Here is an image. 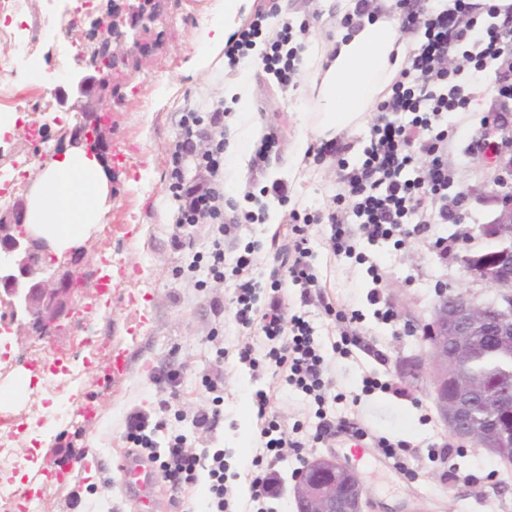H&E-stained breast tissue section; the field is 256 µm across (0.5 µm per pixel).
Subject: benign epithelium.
I'll use <instances>...</instances> for the list:
<instances>
[{
	"instance_id": "1",
	"label": "benign epithelium",
	"mask_w": 512,
	"mask_h": 512,
	"mask_svg": "<svg viewBox=\"0 0 512 512\" xmlns=\"http://www.w3.org/2000/svg\"><path fill=\"white\" fill-rule=\"evenodd\" d=\"M155 13V0H112L95 19L101 42L90 60L78 63L69 76L79 93L110 85L119 64L149 51L133 39L127 44L126 27L146 26ZM126 45L119 56L112 45ZM104 125L96 112L70 132V145H86L103 152ZM500 209L483 225V234L496 241L492 258L466 255L462 264L470 276L497 292L491 302L479 303L469 293H442L430 320L423 326L426 353L399 362V377L426 392L457 438L502 458L512 449V427L499 419L512 415V385L478 380L467 370L469 359L484 336H491L504 351H512V185L498 197ZM28 206L19 199L0 214V325L17 323L37 336H51L70 317L73 269L46 273L42 262L47 241L26 227ZM296 512H370L369 491L359 473L334 456H315L295 476L292 488Z\"/></svg>"
}]
</instances>
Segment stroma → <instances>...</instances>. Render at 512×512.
<instances>
[{"label": "stroma", "instance_id": "35a3bbf8", "mask_svg": "<svg viewBox=\"0 0 512 512\" xmlns=\"http://www.w3.org/2000/svg\"><path fill=\"white\" fill-rule=\"evenodd\" d=\"M211 0H158V12L145 35L151 49L129 60L109 88L94 94L91 107L108 114L104 132L109 154L123 153L116 166L109 208L85 236L81 255H55L53 266L76 263L87 280L72 298L73 313L60 331L39 337L14 328L0 335V414L17 421L14 467L26 460L38 463L32 480L38 490H18L28 512H137L142 492L124 484L116 468L128 453L126 423L131 414L161 423L159 442L184 434L188 448L199 454L223 450L226 499L231 512H245L249 499L251 461L255 456L259 422L253 408L256 390H265L269 415L284 429L303 423L305 446L285 449L277 467L281 495L274 512H296L291 495L295 475L307 459L335 454L348 460L353 427L369 435L407 444L401 465L384 458L377 448L367 450L357 464L374 504L373 512H512V466L483 449L457 440L444 426L423 390L404 385L398 362L426 351L421 327L431 315L439 292L465 291L478 301L491 300L495 291L468 275L460 259L491 249L480 228L494 218L499 205L497 171L490 153L481 148L482 118L501 103L499 94L477 91L469 112L445 115L450 129L444 160L448 167V198L458 201L459 220L432 225L429 232L371 245L360 240L352 258L334 256L326 244V227L309 228L314 266L322 297L302 300L301 291L287 288L283 305L303 315L323 346L327 374L340 399L332 416L347 428L316 439V407L303 393L287 386L266 365L240 363L239 351L252 347L262 353L266 339L257 330L234 320L235 293L231 280L213 279L207 264L194 272L186 267L193 256L207 255L213 246V227L199 224L188 231L183 247L173 244L178 232L173 217L178 203L168 190L169 160L180 132L183 112H207L223 99L224 82L236 68L221 64L197 72L192 61L200 47L202 23L210 21ZM279 13L265 21L264 33H275L282 21L299 28L302 38H333L341 30L338 13H326L322 0H277ZM250 107L277 143L264 159L250 163L245 179L226 194L242 209L250 196L262 197L264 221L243 226L239 244H258V269L270 273L275 265L274 234L284 232L291 212L317 213L334 209L344 191L341 165L353 166L369 147L371 119L341 137L351 148L342 158L313 160L297 154L298 114L307 93L302 75L280 87L262 67H254ZM12 105L22 117L13 135L0 140V176L28 172L21 189L29 195L33 175L56 157L65 132L81 121L76 100L66 106L43 104L17 79L9 80ZM446 238L448 251L436 256L431 242ZM110 260L113 288L101 296L100 267ZM379 280H372L369 266ZM380 302H373V290ZM356 314L364 347L333 351L341 327L326 315L323 304ZM395 317H382L384 308ZM122 350L126 375L112 379L106 368L113 350ZM31 371L33 390L10 395L15 375ZM376 381L366 390V381ZM97 412L86 418V404ZM218 410L211 427L192 422L200 411ZM83 460L75 478H56V460L64 455Z\"/></svg>", "mask_w": 512, "mask_h": 512}]
</instances>
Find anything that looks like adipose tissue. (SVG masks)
Listing matches in <instances>:
<instances>
[{
    "label": "adipose tissue",
    "mask_w": 512,
    "mask_h": 512,
    "mask_svg": "<svg viewBox=\"0 0 512 512\" xmlns=\"http://www.w3.org/2000/svg\"><path fill=\"white\" fill-rule=\"evenodd\" d=\"M410 45L397 22L383 14L343 29L328 48L311 43L304 71L311 96L301 129L321 137L362 122L398 73ZM250 91L244 75L224 83L225 106L234 114L230 165L224 172L231 184L245 178L252 146L261 137L257 118L245 106ZM109 170L106 159L83 150L59 153L34 181L30 229L58 251L84 238L104 213Z\"/></svg>",
    "instance_id": "adipose-tissue-1"
}]
</instances>
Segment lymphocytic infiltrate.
<instances>
[{
	"label": "lymphocytic infiltrate",
	"mask_w": 512,
	"mask_h": 512,
	"mask_svg": "<svg viewBox=\"0 0 512 512\" xmlns=\"http://www.w3.org/2000/svg\"><path fill=\"white\" fill-rule=\"evenodd\" d=\"M402 2L401 29H423L424 39L409 51L389 94L375 106L377 117L363 163L342 176L354 199L352 211L359 221L358 229L371 242L404 234L410 224L420 231L428 224L456 220L455 213L446 205L448 171L443 152L448 129L443 125V117L469 111L471 93L468 82L461 79V69L448 66L454 47H463L474 71L492 76L499 94L512 90V68L503 64L504 57L512 53V2L501 6L490 0L481 20L474 17L471 0H451L450 6L441 9L430 8L423 0ZM292 41L291 24L282 23L262 55L265 70L284 86L292 81L299 53ZM202 138L209 146L200 153L196 147ZM224 146L223 107H216L206 118L195 111L183 113L170 162L169 189L180 201L175 222L180 227L213 226L215 239L208 255V268L218 280L228 274L235 276L236 322L246 329L259 326L272 342L265 354L268 365L286 384L314 395L322 407L336 399L332 382L325 375V357L309 322L303 316L287 314L280 292L291 285L308 293L319 285L309 225L327 224L328 247L337 257L352 254L351 231L335 211L307 214L301 223L290 225L287 243L274 256L283 276L271 280L268 302L258 305L256 290L261 282L256 244L247 243L240 250L224 246L225 240L237 238L242 224L256 221L253 212L239 211L236 204L224 197ZM192 153L198 154V166L203 172L197 183L186 181L182 172L184 155ZM419 155L427 163L417 169L413 163ZM411 168L416 171L412 178L407 175ZM268 404L265 390H257L256 416L263 425L259 431L261 450L252 464L271 470L283 461L285 448L298 451L302 444L290 439L275 420L269 419ZM127 439L138 456L157 465L172 496L196 485L201 459L187 450L182 436H174L166 448H159L153 435L148 434L145 421L134 415L127 421Z\"/></svg>",
	"instance_id": "lymphocytic-infiltrate-1"
}]
</instances>
